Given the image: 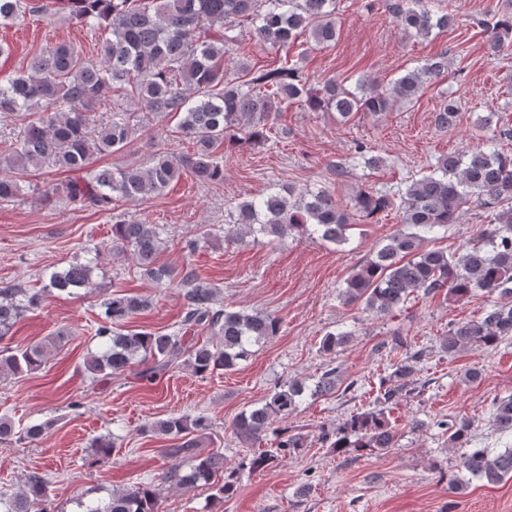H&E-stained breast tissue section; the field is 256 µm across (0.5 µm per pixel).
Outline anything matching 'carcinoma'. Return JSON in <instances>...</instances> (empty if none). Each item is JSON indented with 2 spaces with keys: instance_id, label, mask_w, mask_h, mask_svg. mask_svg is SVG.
Masks as SVG:
<instances>
[{
  "instance_id": "1",
  "label": "carcinoma",
  "mask_w": 512,
  "mask_h": 512,
  "mask_svg": "<svg viewBox=\"0 0 512 512\" xmlns=\"http://www.w3.org/2000/svg\"><path fill=\"white\" fill-rule=\"evenodd\" d=\"M70 11L74 19L91 30L108 29L110 37L100 48L101 61L87 62L73 46L61 44L34 55L19 74L0 80V112L21 116L20 127L7 172L0 173V203L15 202L25 190L39 192L51 200L70 202L98 213L112 214L116 202L144 201L160 195L185 175L204 184L224 181V156L218 149L245 133L252 143L269 139L273 121L291 104L309 112H334L349 120L360 112L388 111L394 103L412 104L424 86L447 73V53L427 60L385 90L360 81L353 91L334 80L311 94L300 68L283 65L252 75L247 80L229 79L224 71L225 46L236 42V23H249L256 43L271 49H287L305 34L316 46L336 39L335 0H53ZM397 26L406 34L427 37L448 27L449 16L406 6V0H384ZM47 10L29 0H0V24L14 22L23 13ZM493 48L512 32V16H500L488 27ZM135 100L142 112H155L176 120L177 133L187 137L194 152L176 156L158 145L148 162L114 171L95 168L93 160L125 148L136 133L132 112L124 101ZM103 106L111 118L98 125L92 112ZM461 118L457 101L444 99L436 114L442 128ZM512 138V129L492 128L482 146L461 155L439 158L429 171L407 185L401 193L402 223L363 264L345 279L340 292L343 303H360L377 317L400 308L409 296L448 290L467 297L479 290L497 296L478 319L451 325L439 349L450 355L477 346L495 348L512 340V155L498 149V140ZM43 168L76 173L62 189L39 188L26 178ZM477 204L488 210L490 221L461 247L433 248L435 235L458 223L462 212ZM394 206L393 198L379 191H361L343 207L329 190L309 188L299 194L272 189L239 203L230 213L238 234L284 243L294 235L316 237L331 244L347 242L354 215L367 218ZM227 244L237 237L223 228L201 227L187 243L196 250L219 240ZM159 224L118 219L112 239L103 248L128 254L137 268L159 288H181L183 331L153 333L123 329L124 323L149 310L153 299L114 290L104 300V317L95 335L102 338L98 352L84 368L92 378L119 375L137 368L138 377L151 381L161 373L186 365L197 375L232 370L252 355V347L279 334L280 318L258 311L234 308L224 303L222 290L204 282L189 265L176 270L160 264L164 249ZM94 256L71 262L51 272L39 290L30 292L15 284L0 287V341L15 324L38 307L43 294L73 295L94 287ZM203 329L210 340L199 343L187 331ZM350 333L329 332L321 348L334 353ZM391 363L392 372L379 383L377 407L356 410L331 433L324 443L335 452L347 448L381 452L394 447L397 427L390 419L392 407L417 388V364L426 352L407 338L393 335L378 345ZM45 357L44 347L0 348V379L37 369ZM339 373L328 364L313 385L290 378L278 382L259 403L242 409L232 420L233 435L247 452L231 471L224 470V453L199 454L201 436L210 423L204 416H170L147 426V431L172 441L161 449L169 466L162 479L179 488L216 485L215 497L232 494L242 477L283 462L286 455L305 447V436L281 423L296 414L306 395L335 392ZM495 420L512 429V396L495 402ZM54 425L48 418L21 429L11 418L0 417V444L8 441L36 442ZM448 433V446L464 448L460 465L489 484L512 479V448L494 453L473 448L472 423L453 417L438 423ZM273 437L274 447L254 450L256 444ZM119 435L95 441V455L109 458ZM224 483L215 484L216 476ZM50 481L43 471L24 475L18 491L0 495V512H53ZM158 493L151 484L114 491L105 500L86 504L82 512H157Z\"/></svg>"
}]
</instances>
